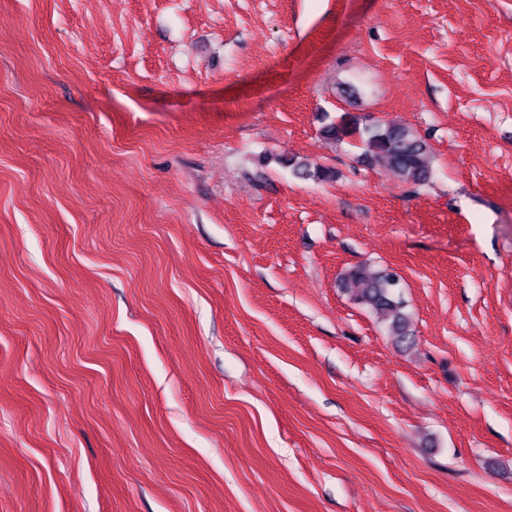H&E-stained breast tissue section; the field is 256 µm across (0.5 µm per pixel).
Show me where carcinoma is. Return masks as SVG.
Instances as JSON below:
<instances>
[{
	"mask_svg": "<svg viewBox=\"0 0 512 512\" xmlns=\"http://www.w3.org/2000/svg\"><path fill=\"white\" fill-rule=\"evenodd\" d=\"M323 134L331 139L348 137L361 143L374 162L396 174L413 194L418 193L430 180L431 162L427 144L404 126L342 121L324 126ZM275 162L295 175H312L321 180H328L332 176L328 169L311 171L286 157L277 158ZM343 284L354 285V300L378 315L396 342L402 344L410 339V317L405 311L401 276L394 269L371 270L365 265H358L344 274Z\"/></svg>",
	"mask_w": 512,
	"mask_h": 512,
	"instance_id": "cac0c4a2",
	"label": "carcinoma"
}]
</instances>
